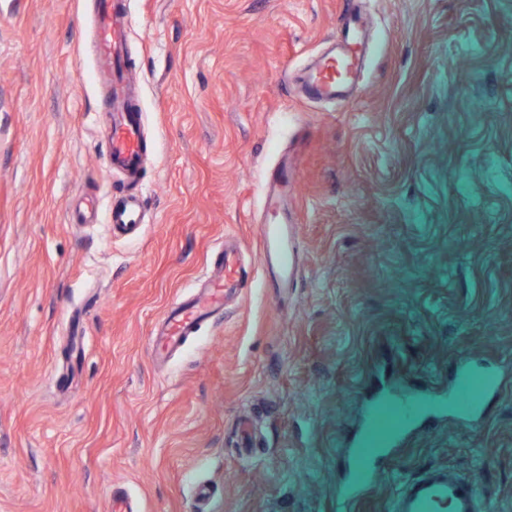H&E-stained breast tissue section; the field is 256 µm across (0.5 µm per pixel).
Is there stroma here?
<instances>
[{
    "label": "stroma",
    "instance_id": "obj_1",
    "mask_svg": "<svg viewBox=\"0 0 512 512\" xmlns=\"http://www.w3.org/2000/svg\"><path fill=\"white\" fill-rule=\"evenodd\" d=\"M349 3L359 90L306 98ZM83 7L0 0V512H387L436 465L512 512V0H129L135 185L102 165ZM283 165L293 286L255 271L155 362L219 247L259 252ZM121 191L136 234L68 222ZM477 377L499 399L462 401Z\"/></svg>",
    "mask_w": 512,
    "mask_h": 512
}]
</instances>
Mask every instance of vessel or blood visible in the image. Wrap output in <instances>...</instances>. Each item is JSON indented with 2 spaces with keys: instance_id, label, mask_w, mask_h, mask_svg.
<instances>
[{
  "instance_id": "1",
  "label": "vessel or blood",
  "mask_w": 512,
  "mask_h": 512,
  "mask_svg": "<svg viewBox=\"0 0 512 512\" xmlns=\"http://www.w3.org/2000/svg\"><path fill=\"white\" fill-rule=\"evenodd\" d=\"M92 25L97 79L106 92L109 120L103 156L107 170L137 182L147 150L144 118L134 100L133 77L126 56L131 18L124 0H93ZM359 37L355 22H348L335 47L308 68L304 91L318 100H343L347 82L337 80L336 63L348 56L350 44ZM264 204L273 222L261 225L260 263L279 287H287L294 275L297 237L288 220V176H271L265 183ZM105 216L113 232H128L143 224L138 195H126L120 203L102 207L99 201L75 207L69 223L92 224ZM205 285L190 299L171 303L155 330L154 348L173 350L197 332L225 302L248 285L249 267L242 252L227 246L218 253ZM486 500L472 478L446 468H436L417 480L403 483L390 502V512H486Z\"/></svg>"
}]
</instances>
